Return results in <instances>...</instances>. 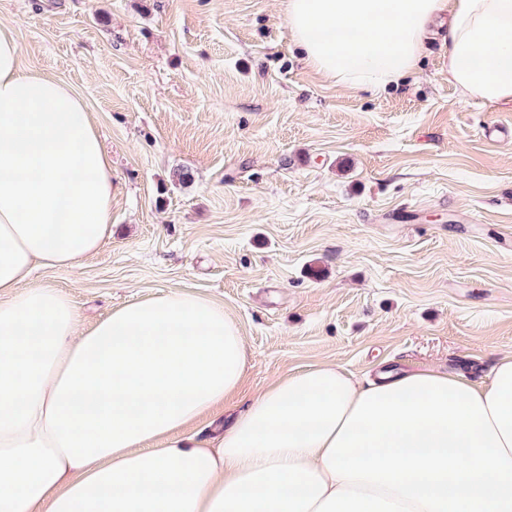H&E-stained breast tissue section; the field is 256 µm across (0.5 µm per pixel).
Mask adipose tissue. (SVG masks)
Listing matches in <instances>:
<instances>
[{
	"mask_svg": "<svg viewBox=\"0 0 512 512\" xmlns=\"http://www.w3.org/2000/svg\"><path fill=\"white\" fill-rule=\"evenodd\" d=\"M307 65L380 89L436 28L448 79L512 103V0H285ZM112 235V167L64 82L21 67L0 24V512H512V351L487 383L436 367L360 385L287 373L235 421L190 428L242 386L240 328L174 291L82 327L36 282Z\"/></svg>",
	"mask_w": 512,
	"mask_h": 512,
	"instance_id": "1",
	"label": "adipose tissue"
}]
</instances>
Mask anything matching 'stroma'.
Masks as SVG:
<instances>
[{"instance_id": "stroma-1", "label": "stroma", "mask_w": 512, "mask_h": 512, "mask_svg": "<svg viewBox=\"0 0 512 512\" xmlns=\"http://www.w3.org/2000/svg\"><path fill=\"white\" fill-rule=\"evenodd\" d=\"M21 64L69 85L112 160V236L38 270L89 326L175 290L247 348L228 411L280 375L512 349V105L465 97L441 41L396 86L302 62L283 0H0Z\"/></svg>"}]
</instances>
